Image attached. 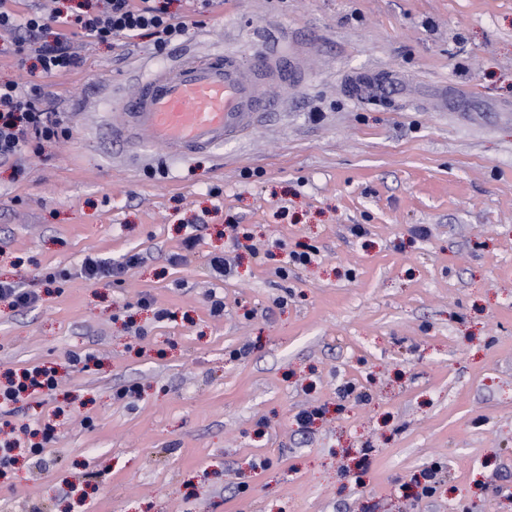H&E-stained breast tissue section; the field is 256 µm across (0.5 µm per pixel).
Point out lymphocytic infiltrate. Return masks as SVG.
<instances>
[{
  "mask_svg": "<svg viewBox=\"0 0 512 512\" xmlns=\"http://www.w3.org/2000/svg\"><path fill=\"white\" fill-rule=\"evenodd\" d=\"M173 0H78L67 11L47 12L34 8L19 15L0 0V31L13 36L12 51L20 58L34 57L43 75L74 69L78 55L71 48L72 37L95 44L116 43L140 35L153 37L158 50L167 47L185 29L179 13L170 9ZM55 29L53 41L42 35ZM72 129L61 116L47 107L40 84L0 82V162L21 153L40 154L44 144L69 139ZM56 369L35 365L10 373L0 384V410L56 392ZM54 433L51 422L34 421L0 440V471L14 463L15 452L41 456Z\"/></svg>",
  "mask_w": 512,
  "mask_h": 512,
  "instance_id": "f902f5d3",
  "label": "lymphocytic infiltrate"
}]
</instances>
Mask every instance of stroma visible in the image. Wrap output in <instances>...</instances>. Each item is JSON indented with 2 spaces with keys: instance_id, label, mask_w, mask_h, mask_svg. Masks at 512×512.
I'll return each instance as SVG.
<instances>
[{
  "instance_id": "stroma-1",
  "label": "stroma",
  "mask_w": 512,
  "mask_h": 512,
  "mask_svg": "<svg viewBox=\"0 0 512 512\" xmlns=\"http://www.w3.org/2000/svg\"><path fill=\"white\" fill-rule=\"evenodd\" d=\"M180 11L162 52L77 39V67L34 78L0 54V81L36 79L73 129L0 162V279L40 296L0 304V375L62 377L0 412V429L56 424L40 463L0 479V512H512V0ZM289 33L310 46L307 81L246 136L186 158L113 140L142 69L246 61ZM233 224L258 253L231 250ZM299 245L316 261L285 266ZM135 253L121 283L80 274ZM76 354L97 366L72 369Z\"/></svg>"
}]
</instances>
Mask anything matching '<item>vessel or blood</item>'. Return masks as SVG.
Instances as JSON below:
<instances>
[{
    "label": "vessel or blood",
    "instance_id": "b4317fda",
    "mask_svg": "<svg viewBox=\"0 0 512 512\" xmlns=\"http://www.w3.org/2000/svg\"><path fill=\"white\" fill-rule=\"evenodd\" d=\"M305 80L304 57L295 49L264 51L247 64L231 53L189 56L142 70L135 93L117 102L123 120L112 133L134 151L158 146L188 156L213 150L277 110L268 86Z\"/></svg>",
    "mask_w": 512,
    "mask_h": 512
}]
</instances>
